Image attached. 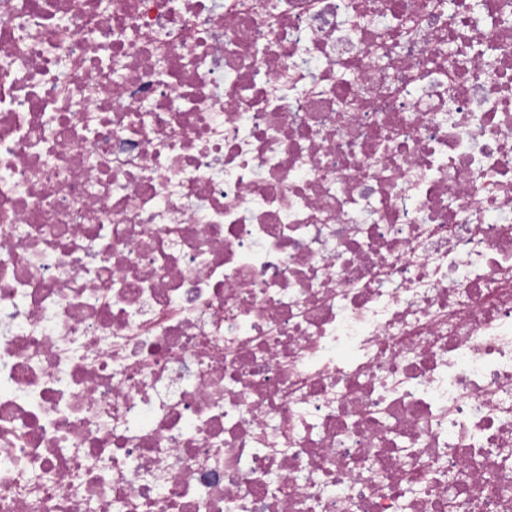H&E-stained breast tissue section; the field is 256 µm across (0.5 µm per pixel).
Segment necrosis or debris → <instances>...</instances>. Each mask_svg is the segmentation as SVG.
<instances>
[{
	"mask_svg": "<svg viewBox=\"0 0 512 512\" xmlns=\"http://www.w3.org/2000/svg\"><path fill=\"white\" fill-rule=\"evenodd\" d=\"M0 512H512V0H0Z\"/></svg>",
	"mask_w": 512,
	"mask_h": 512,
	"instance_id": "1",
	"label": "necrosis or debris"
}]
</instances>
